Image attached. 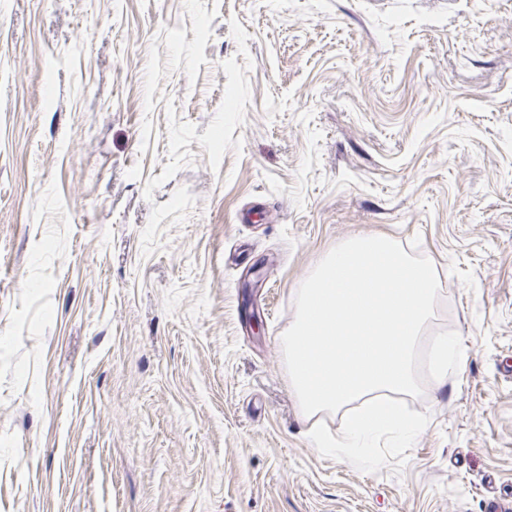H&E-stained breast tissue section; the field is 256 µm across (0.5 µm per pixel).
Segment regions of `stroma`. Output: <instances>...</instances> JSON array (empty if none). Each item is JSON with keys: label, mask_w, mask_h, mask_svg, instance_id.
Instances as JSON below:
<instances>
[{"label": "stroma", "mask_w": 512, "mask_h": 512, "mask_svg": "<svg viewBox=\"0 0 512 512\" xmlns=\"http://www.w3.org/2000/svg\"><path fill=\"white\" fill-rule=\"evenodd\" d=\"M469 347L401 474L323 457L279 345L354 235ZM512 502V0H0V512Z\"/></svg>", "instance_id": "stroma-1"}]
</instances>
